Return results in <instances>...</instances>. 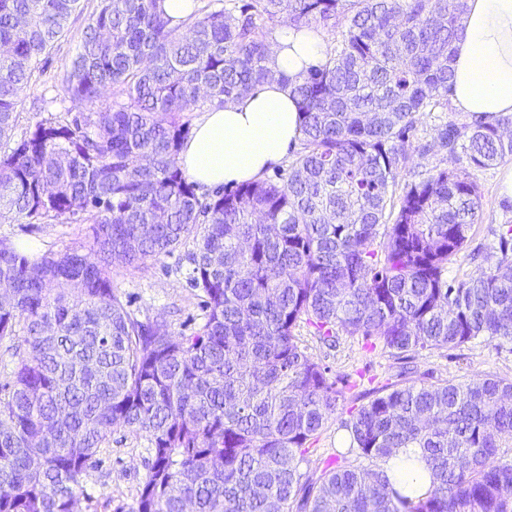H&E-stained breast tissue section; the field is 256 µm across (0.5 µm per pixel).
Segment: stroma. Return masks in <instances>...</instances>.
<instances>
[{"label":"stroma","instance_id":"obj_1","mask_svg":"<svg viewBox=\"0 0 512 512\" xmlns=\"http://www.w3.org/2000/svg\"><path fill=\"white\" fill-rule=\"evenodd\" d=\"M99 0H84L83 13L76 17L65 37L49 55L43 71L34 74L24 90L20 107L21 126H28L50 114L71 108L62 79L70 59L79 51L87 16L95 12ZM470 115L454 105L424 114L417 124L416 141L430 144L431 152L413 157L412 166H446L445 152L434 149L437 133L445 124L462 125ZM512 173V159L474 171L481 193V207L473 234L458 262L449 268L450 276L473 275L484 266L483 257L504 224L512 225V205L500 195L505 175ZM6 238L26 247L31 254L62 252L78 242L91 239L89 225L59 219L31 227L25 221L0 224V239ZM188 262L184 251L160 255L139 267L112 268V286L128 311L138 318L165 320L170 332L191 334L202 322V294L187 282ZM308 354L326 366L337 388L343 389L335 415L328 418L316 442L309 450V468H316L344 450L347 433L342 423L352 410L366 405L385 385L416 382L425 385L465 382L487 375L512 378V342L476 341L460 348L425 349L402 360L382 349H369L362 337H340L330 348L313 336L308 328L297 331ZM152 462L151 445L145 436L124 427L114 428L106 447L83 477L78 493L77 512H134L140 491Z\"/></svg>","mask_w":512,"mask_h":512}]
</instances>
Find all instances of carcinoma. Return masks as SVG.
I'll return each mask as SVG.
<instances>
[{"instance_id":"carcinoma-1","label":"carcinoma","mask_w":512,"mask_h":512,"mask_svg":"<svg viewBox=\"0 0 512 512\" xmlns=\"http://www.w3.org/2000/svg\"><path fill=\"white\" fill-rule=\"evenodd\" d=\"M162 0H100L64 92L112 94L19 139L18 107L80 0H0V224L62 216L92 242L30 258L0 239V512H74L112 428L154 459L136 512H512V379L388 385L343 423L378 464L419 448L422 497L348 461L301 470L342 390L295 334L361 336L395 357L512 341V226L487 267L448 279L480 208L473 170L512 158V114L439 133L450 165L400 182L419 116L447 106L467 0H222L170 18ZM284 25L323 30L326 61L281 77L302 116L274 180L201 193L181 167L190 112L273 78ZM184 248L204 294L189 336L127 311L112 265Z\"/></svg>"}]
</instances>
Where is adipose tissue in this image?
<instances>
[{"label":"adipose tissue","mask_w":512,"mask_h":512,"mask_svg":"<svg viewBox=\"0 0 512 512\" xmlns=\"http://www.w3.org/2000/svg\"><path fill=\"white\" fill-rule=\"evenodd\" d=\"M456 44L455 106L487 119L512 113V0H468ZM329 50L313 28L280 29L274 39L276 78L246 97L205 112L181 153V164L204 191L258 180L279 166L300 136L301 114L281 75L294 76L323 63ZM416 448L397 449L381 469L390 482L411 496L430 485Z\"/></svg>","instance_id":"ef3b65f1"}]
</instances>
